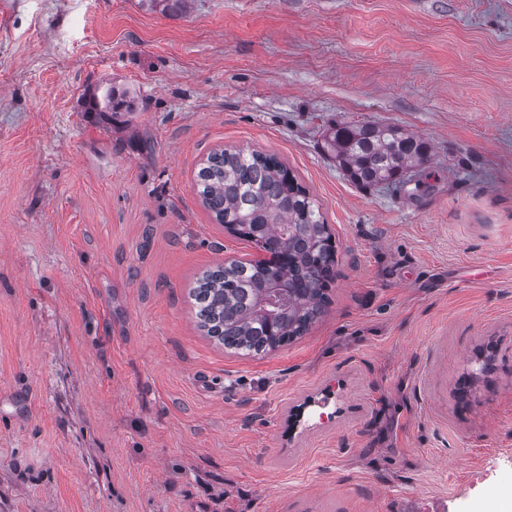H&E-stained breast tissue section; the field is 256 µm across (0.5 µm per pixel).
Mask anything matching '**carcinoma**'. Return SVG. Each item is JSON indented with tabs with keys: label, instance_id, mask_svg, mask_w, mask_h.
<instances>
[{
	"label": "carcinoma",
	"instance_id": "cac0c4a2",
	"mask_svg": "<svg viewBox=\"0 0 512 512\" xmlns=\"http://www.w3.org/2000/svg\"><path fill=\"white\" fill-rule=\"evenodd\" d=\"M329 146L346 176L364 187L408 174L419 188L430 161L428 142L385 124L338 125ZM198 189L218 223L263 225L254 244L283 258L275 267L233 261L221 273L204 272L194 291L200 327L245 355L302 335L323 312L334 264L319 207L276 157L242 150L213 153L198 174ZM272 285L289 296L279 336L266 332L260 315L261 298Z\"/></svg>",
	"mask_w": 512,
	"mask_h": 512
}]
</instances>
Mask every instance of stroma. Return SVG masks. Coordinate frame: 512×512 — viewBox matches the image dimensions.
I'll list each match as a JSON object with an SVG mask.
<instances>
[{"mask_svg":"<svg viewBox=\"0 0 512 512\" xmlns=\"http://www.w3.org/2000/svg\"><path fill=\"white\" fill-rule=\"evenodd\" d=\"M98 111H90V103ZM418 134L353 183L339 123ZM272 154L336 249L251 357L198 326L262 257L196 193ZM336 392L328 423L290 418ZM512 491V0H0V512H492ZM329 146L346 176L364 187L390 184L412 173L408 183L415 181L420 188L422 169L430 161L428 142L385 124L337 125Z\"/></svg>","mask_w":512,"mask_h":512,"instance_id":"obj_1","label":"stroma"}]
</instances>
